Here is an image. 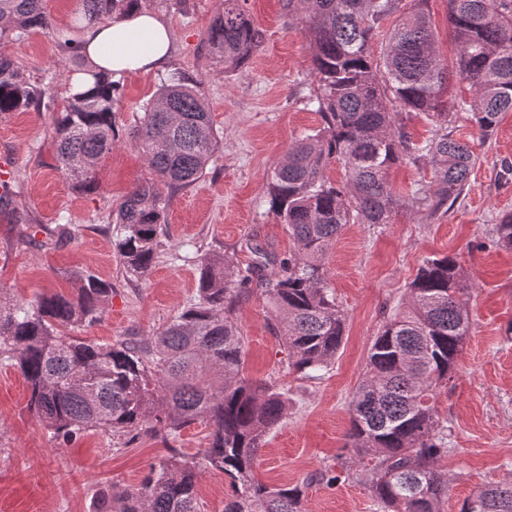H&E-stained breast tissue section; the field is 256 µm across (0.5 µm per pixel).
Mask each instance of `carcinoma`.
<instances>
[{
	"label": "carcinoma",
	"mask_w": 512,
	"mask_h": 512,
	"mask_svg": "<svg viewBox=\"0 0 512 512\" xmlns=\"http://www.w3.org/2000/svg\"><path fill=\"white\" fill-rule=\"evenodd\" d=\"M43 0H0V45L21 44L32 29L47 31L62 50L66 73L85 71L77 32L86 22L120 16L141 0H82L74 23L56 27ZM401 0H283L312 44L317 90L310 99L322 126L293 142L274 168L270 203L297 245L278 258L254 247L248 271L223 256L198 262V297L154 336L97 344L70 336L75 325L97 322L112 283L78 278L69 297L46 294L0 310V360L17 368L29 390L28 407L54 437L70 442L87 432L167 438L198 420L207 422L206 464L230 479L224 512H303L300 485L267 486L254 474L269 432L286 415L288 398L275 386L243 374V336L235 307L252 284L265 289L271 316L283 331L292 366L327 369L345 334L346 316L327 287L324 256L347 224H388L408 205L437 214L463 194L476 157L449 126L465 112L484 138L512 112V0H448L457 44L455 66L440 56L428 15L417 0L386 37L382 55L369 52L383 21ZM224 73L243 68L263 43L240 0L205 32ZM469 84L470 99H444L449 83ZM92 86L70 90L53 118L57 169L86 193H97L98 164L119 140L112 105L120 86L93 75ZM201 79L176 71L141 107L127 139L151 177L135 185L112 212V246L125 272L152 266L165 223L161 187L188 186L206 174L220 138L199 92ZM43 106L46 91L26 76L18 55L0 51V114ZM423 114L433 125L422 142L406 120ZM344 180L332 182V163ZM429 164L435 190L405 196L389 185V170ZM497 243L512 248V212L496 218ZM408 305L391 315L369 348L364 376L350 401L352 464L384 512H442L448 476L436 466L450 452L436 389L448 384L470 332L467 285L450 256L427 258L408 286ZM202 470L174 449L136 488L102 496L94 512H200ZM460 512H512V485H486Z\"/></svg>",
	"instance_id": "obj_1"
}]
</instances>
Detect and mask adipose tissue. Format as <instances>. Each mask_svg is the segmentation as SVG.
<instances>
[{
	"label": "adipose tissue",
	"mask_w": 512,
	"mask_h": 512,
	"mask_svg": "<svg viewBox=\"0 0 512 512\" xmlns=\"http://www.w3.org/2000/svg\"><path fill=\"white\" fill-rule=\"evenodd\" d=\"M79 40L88 71L74 76L73 83L83 89L91 86L94 73L117 81L134 73L165 70L173 31L160 13L142 6L121 17L85 25Z\"/></svg>",
	"instance_id": "ef3b65f1"
}]
</instances>
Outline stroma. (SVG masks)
Segmentation results:
<instances>
[{"label": "stroma", "mask_w": 512, "mask_h": 512, "mask_svg": "<svg viewBox=\"0 0 512 512\" xmlns=\"http://www.w3.org/2000/svg\"><path fill=\"white\" fill-rule=\"evenodd\" d=\"M161 13L173 34L168 72L201 76L202 93L221 146L206 175L193 185L166 190V224L148 273L128 275L108 232L109 213L126 192L149 176L128 141L100 164L101 191L76 190L56 167L52 112L34 108L0 115V187L13 194L0 210V304L71 293L79 275L112 284L100 320L74 328L101 344L158 333L196 297L201 255L220 254L239 268L253 260L252 246L278 257L296 252L269 203L268 182L289 145L319 128L309 104L317 83L310 37L289 18L282 0H246L264 32L261 49L238 72L215 64L204 32L224 0H143ZM18 53L31 80L62 103L61 52L48 32L33 30ZM168 72L120 80L115 121L129 132L137 109ZM454 136L478 162L464 198L430 214L402 208L389 223L345 226L325 255L328 286L346 316L343 343L329 371L310 378L288 367V350L272 327L268 298L252 287L235 312L244 338L247 377L276 385L288 397V413L261 448L255 474L269 485L304 487V512H381L358 480L326 486L316 472L348 461L349 402L365 372L368 349L382 324L408 299V285L424 258L452 256L469 286L471 331L457 374L440 387L436 406L451 431L452 450L438 467L450 479L444 512L489 484H512V250L497 246L495 218L512 212V182L499 179L502 160L512 161V112L491 138L459 116ZM68 224L71 239L58 240ZM20 374L0 361V512H93L101 491L138 486L153 463L176 449L201 461L209 428L186 426L168 439L88 433L65 443L29 411Z\"/></svg>", "instance_id": "stroma-1"}]
</instances>
